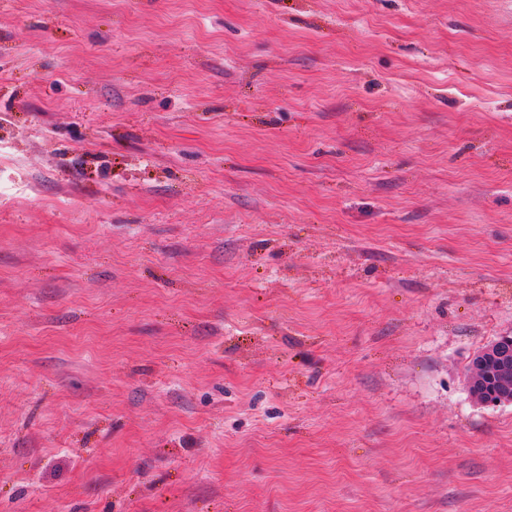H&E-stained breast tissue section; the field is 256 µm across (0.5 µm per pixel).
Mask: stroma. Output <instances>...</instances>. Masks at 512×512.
<instances>
[{"label": "stroma", "mask_w": 512, "mask_h": 512, "mask_svg": "<svg viewBox=\"0 0 512 512\" xmlns=\"http://www.w3.org/2000/svg\"><path fill=\"white\" fill-rule=\"evenodd\" d=\"M512 0H0V512H512ZM491 371L497 375L503 392L508 391L512 385V336H500L473 358L469 391L477 401L485 404L489 403L486 393Z\"/></svg>", "instance_id": "35a3bbf8"}]
</instances>
